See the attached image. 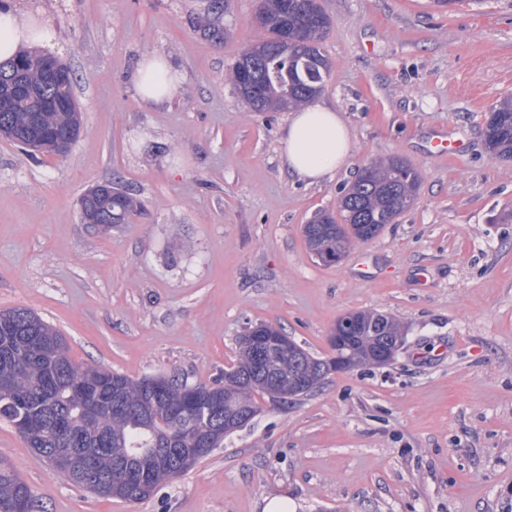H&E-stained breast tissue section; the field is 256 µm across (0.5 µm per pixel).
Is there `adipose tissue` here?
I'll return each mask as SVG.
<instances>
[{
  "label": "adipose tissue",
  "instance_id": "obj_1",
  "mask_svg": "<svg viewBox=\"0 0 512 512\" xmlns=\"http://www.w3.org/2000/svg\"><path fill=\"white\" fill-rule=\"evenodd\" d=\"M52 33L45 21L20 13L13 0H0V62L25 47L50 46ZM181 79L160 56L146 58L136 76V91L143 102L159 103L172 95ZM283 155L290 172L314 183L345 165L351 150L347 125L324 101L308 103L295 112L286 128Z\"/></svg>",
  "mask_w": 512,
  "mask_h": 512
}]
</instances>
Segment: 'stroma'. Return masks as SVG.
<instances>
[{
  "instance_id": "1",
  "label": "stroma",
  "mask_w": 512,
  "mask_h": 512,
  "mask_svg": "<svg viewBox=\"0 0 512 512\" xmlns=\"http://www.w3.org/2000/svg\"><path fill=\"white\" fill-rule=\"evenodd\" d=\"M44 17L83 116L69 154L32 160L0 138V310L57 328L79 366L134 379L220 382L244 328L265 322L317 357L336 320L379 311L405 328L385 367L332 373L250 424L151 499L65 480L0 421V458L34 512H512V158L490 156L486 118L512 95V0H320L331 25L321 93L351 136L321 182L289 173L285 111L254 112L227 75L255 43L259 0H230L217 44L208 0H15ZM161 54L183 74L167 101L134 75ZM464 142L453 159L438 135ZM401 157L413 205L325 264L303 226L333 212L365 163ZM112 182L139 202L127 223H83ZM209 1V8L206 17L197 22L198 31H200L205 37L217 43H224L226 40L227 33L224 30L223 13H219L211 5ZM223 18V19H222Z\"/></svg>"
}]
</instances>
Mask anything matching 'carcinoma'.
I'll return each mask as SVG.
<instances>
[{
  "label": "carcinoma",
  "instance_id": "cac0c4a2",
  "mask_svg": "<svg viewBox=\"0 0 512 512\" xmlns=\"http://www.w3.org/2000/svg\"><path fill=\"white\" fill-rule=\"evenodd\" d=\"M266 32L260 44L266 56L255 57L251 67L262 77V89L253 96L241 60H236L229 80L239 96L256 112L301 106L325 85L330 73L328 59L320 42L330 25L319 0H264L256 16ZM198 31L222 43L227 37L223 14L208 8L197 22ZM55 59L23 52L18 58L0 62V119L10 123L15 136L25 140L33 132L69 129L81 133V114L71 103L72 79L65 74L61 85L48 82V70ZM494 111L503 116L499 125L486 127V140L493 154L512 157V98H506ZM419 175L399 158L375 160L364 165L358 179L344 192L337 214L316 213L304 234L310 250L324 244L318 226L341 225L340 234L330 238V247L346 248L354 241H366L361 226H374L376 237L413 199ZM139 206L126 191L112 195V213L124 224ZM32 316L36 321L0 327V420L13 423L28 417L32 424L24 436L32 451L52 460L61 453L86 457L102 486H93L91 478L71 469L55 466L73 484L100 496L143 501L154 495L165 482L180 477L183 466L151 465L145 488L112 490L123 483L124 473L117 463L156 448L169 460L184 448L201 447L198 414L207 406L208 397H194L185 386L169 379L162 381L160 396L168 414L156 419L147 411L149 378L133 380L110 369L88 366L91 375L81 379V368L68 355L64 336L32 310L15 307L0 311V320ZM359 337L352 348L374 349L382 336H398L402 328L392 316L361 311ZM236 363L224 371L223 393L231 405L256 408L254 395L270 396L259 384L262 371L255 368L252 349L238 340ZM33 493L18 471L0 461V512H15L21 504L32 505Z\"/></svg>",
  "mask_w": 512,
  "mask_h": 512
}]
</instances>
